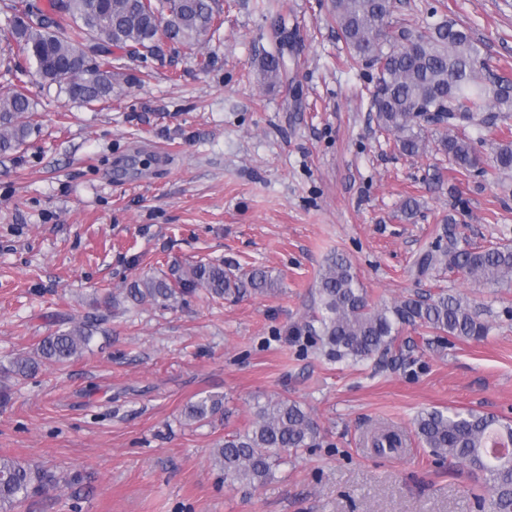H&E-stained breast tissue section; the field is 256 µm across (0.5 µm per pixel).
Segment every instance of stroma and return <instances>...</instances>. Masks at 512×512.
<instances>
[{"label":"stroma","mask_w":512,"mask_h":512,"mask_svg":"<svg viewBox=\"0 0 512 512\" xmlns=\"http://www.w3.org/2000/svg\"><path fill=\"white\" fill-rule=\"evenodd\" d=\"M220 3L207 70L186 51L125 57L118 93L94 106L32 86L40 130L0 155V359L107 312L108 295L145 274L221 261L279 286L131 306L81 357L0 374V455L57 477L21 512H474L478 476L435 463L414 419L458 408L512 424V286L412 265L449 232L463 247L512 245V171L463 175L444 154H400L371 109L374 70L346 61L332 0ZM280 10L288 78L271 86L253 61L274 50ZM432 19L467 28L512 78V0H395L385 34ZM336 253L374 301L468 298L487 338L408 327L382 359L327 361L302 328ZM209 394L223 414L185 424V406ZM270 396L303 404L316 446L258 489L225 481L214 449ZM384 424L406 431L405 452L364 444Z\"/></svg>","instance_id":"35a3bbf8"}]
</instances>
